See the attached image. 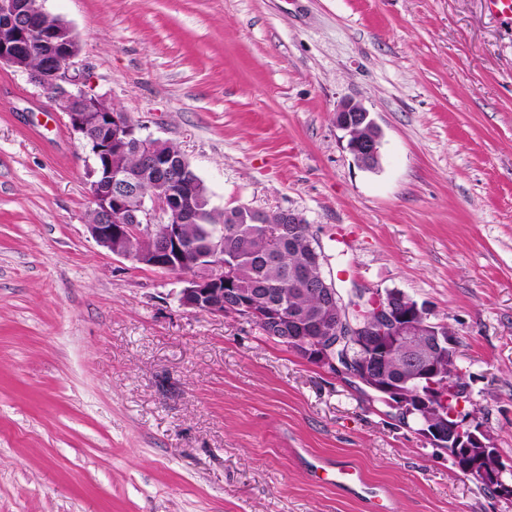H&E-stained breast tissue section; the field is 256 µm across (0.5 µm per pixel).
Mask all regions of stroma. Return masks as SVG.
<instances>
[{"instance_id":"obj_1","label":"stroma","mask_w":512,"mask_h":512,"mask_svg":"<svg viewBox=\"0 0 512 512\" xmlns=\"http://www.w3.org/2000/svg\"><path fill=\"white\" fill-rule=\"evenodd\" d=\"M45 8L79 42L71 74L176 146L212 206L298 213L342 294L399 290L447 326L512 467V20L485 0ZM350 100L376 169L336 125ZM86 155L0 68V512H512L349 379L101 247ZM336 125L346 132L347 147L359 164L380 162V132L363 104L352 101L341 104L336 110ZM314 474L319 480L330 482V484L337 487L364 484L361 472L354 466H334L326 462H320L316 466Z\"/></svg>"}]
</instances>
